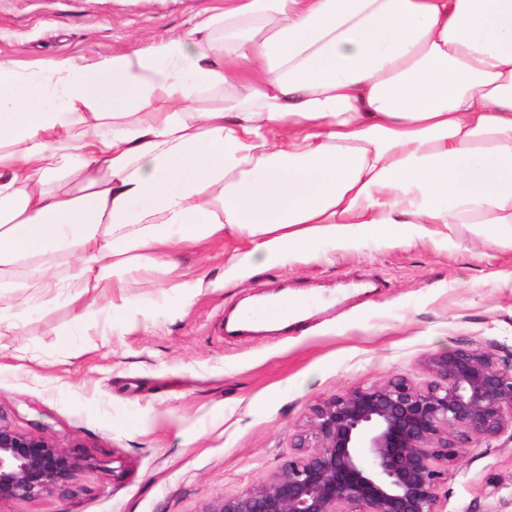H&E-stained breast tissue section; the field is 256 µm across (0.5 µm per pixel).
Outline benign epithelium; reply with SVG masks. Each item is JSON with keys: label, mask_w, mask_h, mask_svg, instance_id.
Listing matches in <instances>:
<instances>
[{"label": "benign epithelium", "mask_w": 512, "mask_h": 512, "mask_svg": "<svg viewBox=\"0 0 512 512\" xmlns=\"http://www.w3.org/2000/svg\"><path fill=\"white\" fill-rule=\"evenodd\" d=\"M432 382L358 387L314 408L294 437L299 456L267 482L203 512H440L439 491L463 443L512 427V370L459 348L427 361ZM83 460L0 419V504L69 488Z\"/></svg>", "instance_id": "benign-epithelium-1"}]
</instances>
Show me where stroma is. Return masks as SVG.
<instances>
[{"label":"stroma","instance_id":"1","mask_svg":"<svg viewBox=\"0 0 512 512\" xmlns=\"http://www.w3.org/2000/svg\"><path fill=\"white\" fill-rule=\"evenodd\" d=\"M224 0H0V64L61 57L92 63L188 36ZM240 239L183 249L185 287L158 268L122 320L93 288L18 316L0 337V417L85 457L64 493L0 504V512H202L216 497L267 482L296 454L313 408L354 387L430 380L426 362L457 348L512 364V248L462 225L447 237L389 245L357 237L293 254L224 283ZM373 279L304 331L228 336L224 315L281 284L315 294ZM442 512H512V437L471 440L440 490Z\"/></svg>","mask_w":512,"mask_h":512}]
</instances>
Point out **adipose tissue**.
<instances>
[{"label":"adipose tissue","mask_w":512,"mask_h":512,"mask_svg":"<svg viewBox=\"0 0 512 512\" xmlns=\"http://www.w3.org/2000/svg\"><path fill=\"white\" fill-rule=\"evenodd\" d=\"M213 24L0 65V289L120 288L119 315L144 273L231 235L228 284L358 234L512 248V0H232Z\"/></svg>","instance_id":"ef3b65f1"}]
</instances>
